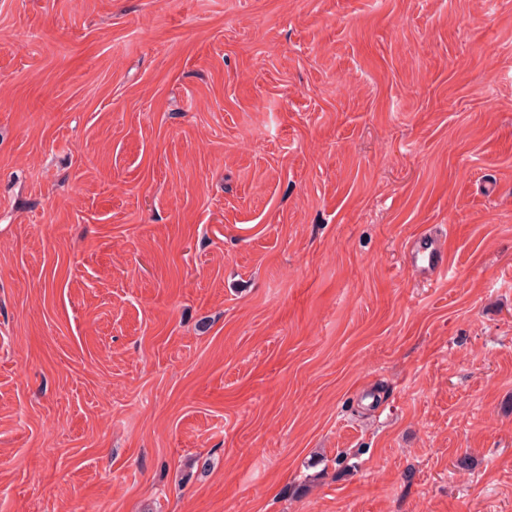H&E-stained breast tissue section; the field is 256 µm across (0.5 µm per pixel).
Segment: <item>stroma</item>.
Here are the masks:
<instances>
[{"label": "stroma", "instance_id": "1", "mask_svg": "<svg viewBox=\"0 0 512 512\" xmlns=\"http://www.w3.org/2000/svg\"><path fill=\"white\" fill-rule=\"evenodd\" d=\"M0 512H512V0H0ZM408 265L418 277L431 281L448 274L447 238L435 231H424L408 247Z\"/></svg>", "mask_w": 512, "mask_h": 512}]
</instances>
